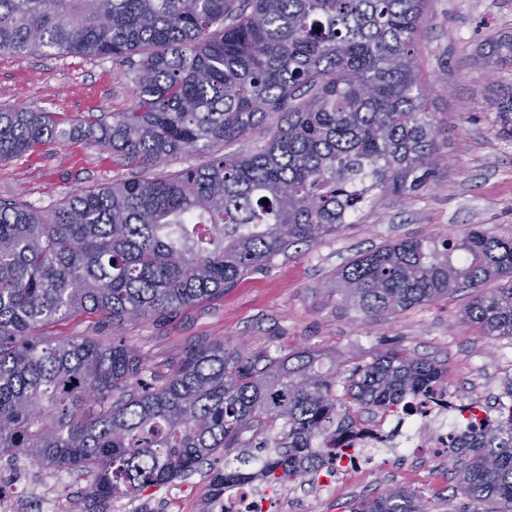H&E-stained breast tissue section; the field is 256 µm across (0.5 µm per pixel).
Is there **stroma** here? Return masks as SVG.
<instances>
[{
  "label": "stroma",
  "instance_id": "1",
  "mask_svg": "<svg viewBox=\"0 0 512 512\" xmlns=\"http://www.w3.org/2000/svg\"><path fill=\"white\" fill-rule=\"evenodd\" d=\"M512 35V0H432L418 38V59L431 108L439 114L446 165L437 182L389 196L366 208L358 223L314 243H298L251 271L221 295L188 306L168 322L128 324L121 333L166 373L197 345L241 342L250 352L277 357L300 348L321 353L325 365L352 368L381 349L398 346L436 362L460 403L494 401L512 378V338L489 339L464 323L474 299L463 288L380 322L365 320L336 290V274L357 254L388 241L479 225L512 236V140L491 128L492 83L512 85V67L492 70L489 45ZM132 85L110 61L36 53L0 56V108L37 107L81 120L88 113L123 112ZM140 173L91 142L49 144L41 154L0 162V200L48 209L69 193L124 181ZM228 449L211 464L138 496L114 500L113 512H192L221 493L215 476L236 467ZM400 486L429 498L435 512H488L456 486L453 461L377 455L357 473H337L333 489L289 484L288 512H349L353 500Z\"/></svg>",
  "mask_w": 512,
  "mask_h": 512
}]
</instances>
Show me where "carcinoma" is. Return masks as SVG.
Here are the masks:
<instances>
[{"label":"carcinoma","mask_w":512,"mask_h":512,"mask_svg":"<svg viewBox=\"0 0 512 512\" xmlns=\"http://www.w3.org/2000/svg\"><path fill=\"white\" fill-rule=\"evenodd\" d=\"M430 0H0V55L36 51L131 64L133 106L92 118L81 136L143 167L134 180L75 192L44 210L0 201V458L87 470L82 512H110L198 470L223 448L273 449L257 472L273 485L336 461L353 412L390 414L441 382V370L384 348L350 370L321 355L253 356L227 340L188 351L165 376L114 335L46 336L83 315L118 329L161 322L232 287L294 243L338 232L367 203L414 192L439 172L437 113L419 76ZM512 66V38L495 41ZM493 126L512 137V86ZM63 112L0 110V162L74 131ZM266 128L250 152L230 146ZM204 160L153 173L166 158ZM268 203H262V200ZM477 295L462 320L512 337V237L487 228L386 242L351 259L338 292L371 319ZM343 384L337 394L336 383ZM456 457L468 497L512 512V402L474 401ZM251 455L224 470L248 479ZM350 512H432L395 487Z\"/></svg>","instance_id":"1"}]
</instances>
